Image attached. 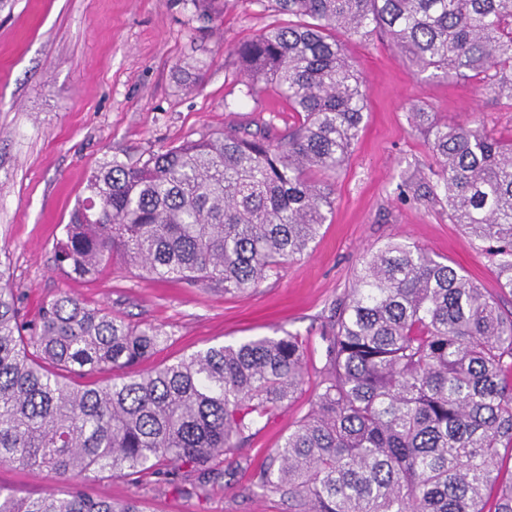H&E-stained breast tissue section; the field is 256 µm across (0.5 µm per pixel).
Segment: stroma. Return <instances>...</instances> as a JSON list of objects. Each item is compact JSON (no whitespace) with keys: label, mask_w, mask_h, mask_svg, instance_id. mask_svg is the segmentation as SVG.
I'll return each instance as SVG.
<instances>
[{"label":"stroma","mask_w":512,"mask_h":512,"mask_svg":"<svg viewBox=\"0 0 512 512\" xmlns=\"http://www.w3.org/2000/svg\"><path fill=\"white\" fill-rule=\"evenodd\" d=\"M280 20L265 0L202 7L193 0H0V268L24 291L25 314L65 292L160 327L170 341L149 358L152 367L208 346L290 333L306 349L314 382L323 365L320 331L367 251L407 240L497 291L491 258L426 197L433 160L408 114L422 107L439 121L480 123L510 141L512 104L478 78L418 73L380 33L343 41L366 81L367 105L351 155L331 182L332 213L308 254L236 296L207 282H157L119 255L91 279L57 269L55 243L103 161L139 164L214 132H264L278 141L297 124L273 87L246 96L233 53ZM310 408L304 392L262 421L252 441L225 455L223 478L202 495L185 494L179 478L146 493L110 477L84 489L97 498L144 496L149 512H287L279 496L249 494L243 467H259ZM60 486L53 473L0 464V487L18 496Z\"/></svg>","instance_id":"35a3bbf8"}]
</instances>
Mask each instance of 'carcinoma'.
Here are the masks:
<instances>
[{
	"label": "carcinoma",
	"mask_w": 512,
	"mask_h": 512,
	"mask_svg": "<svg viewBox=\"0 0 512 512\" xmlns=\"http://www.w3.org/2000/svg\"><path fill=\"white\" fill-rule=\"evenodd\" d=\"M290 17L234 49L247 95L271 85L300 117L265 135L188 139L140 164L93 170L55 246L57 265L92 277L115 254L162 281L257 288L312 248L333 208L368 89L336 34L375 30L416 70L482 77L512 102V0H269ZM435 167L429 194L512 295V141L481 126L410 113ZM0 272V464L58 476L63 489L0 512H146L94 498L101 474L146 487L214 480L307 384L302 342L287 333L210 346L143 372L168 333L63 293L27 320ZM324 364L311 410L269 453L252 490L288 512H512V313L448 260L403 241L363 257L320 332ZM109 372L104 385L82 379Z\"/></svg>",
	"instance_id": "cac0c4a2"
}]
</instances>
